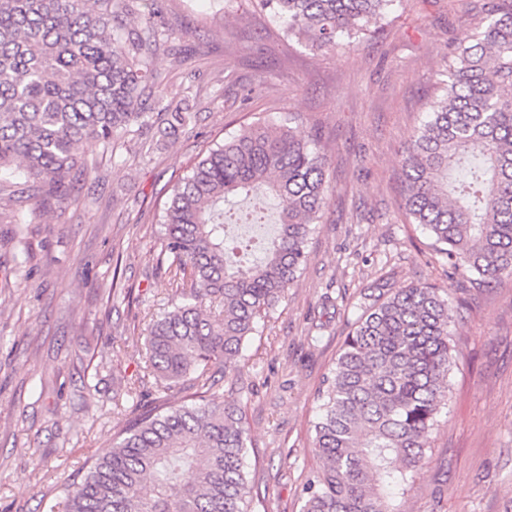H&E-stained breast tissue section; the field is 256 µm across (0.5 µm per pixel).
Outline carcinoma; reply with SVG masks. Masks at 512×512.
<instances>
[{
    "instance_id": "carcinoma-1",
    "label": "carcinoma",
    "mask_w": 512,
    "mask_h": 512,
    "mask_svg": "<svg viewBox=\"0 0 512 512\" xmlns=\"http://www.w3.org/2000/svg\"><path fill=\"white\" fill-rule=\"evenodd\" d=\"M259 2L287 35L322 49L360 44L396 0ZM136 5L0 0V182L32 179L78 205L75 186L94 165L77 161V147L149 125L142 96L171 34L157 8L123 33ZM438 85L401 155L404 208L452 274L491 288L512 277V0H493L484 23L461 33ZM289 123L245 127L172 186L160 224L175 302L150 328L146 359L182 401L140 413L81 482L60 485L62 512H255L244 409L235 386L223 400L213 388L288 299L328 204L318 136ZM269 201L276 234L245 266L253 242L228 245L226 226L264 224ZM451 321L448 297L429 284L388 289L366 307L317 391L301 512H394L385 489H411L447 406Z\"/></svg>"
}]
</instances>
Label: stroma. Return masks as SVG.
<instances>
[{"label":"stroma","instance_id":"35a3bbf8","mask_svg":"<svg viewBox=\"0 0 512 512\" xmlns=\"http://www.w3.org/2000/svg\"><path fill=\"white\" fill-rule=\"evenodd\" d=\"M187 55L158 53V93L186 108L170 128L154 99L142 132L101 156L78 189L37 216L32 182L0 192V512H49L54 490L146 407L171 405L138 352L170 310L159 214L170 186L208 145L254 122L291 118L330 159L328 206L288 300L216 387L240 388L259 512H300L314 467L317 389L379 281L427 282L452 308L456 364L448 406L401 512H512V279L480 288L450 274L402 207L399 152L437 95L461 30L488 0H397L383 31L357 48L320 50L287 37L254 0H160ZM120 402H113V395Z\"/></svg>","mask_w":512,"mask_h":512}]
</instances>
